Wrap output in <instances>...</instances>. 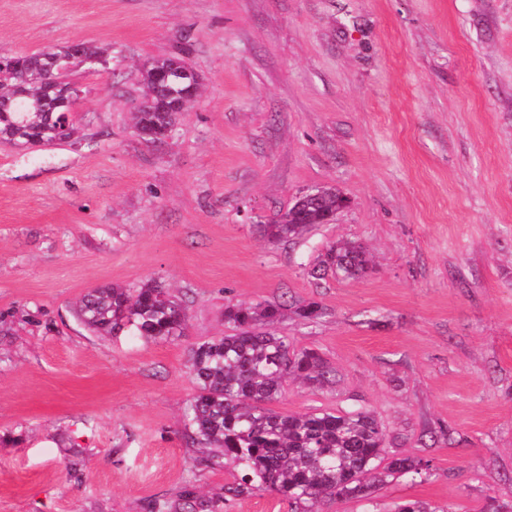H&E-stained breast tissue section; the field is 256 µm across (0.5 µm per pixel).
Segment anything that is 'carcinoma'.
Instances as JSON below:
<instances>
[{"instance_id": "carcinoma-1", "label": "carcinoma", "mask_w": 512, "mask_h": 512, "mask_svg": "<svg viewBox=\"0 0 512 512\" xmlns=\"http://www.w3.org/2000/svg\"><path fill=\"white\" fill-rule=\"evenodd\" d=\"M18 74L0 79V141L49 144L60 135L62 113L55 102L65 88L35 82L18 92L19 75L44 69V53L9 54ZM181 54L151 59L141 70L143 100L133 113L136 132L161 142L169 134L180 109L183 86L174 82L162 93L155 84L158 71L184 66ZM341 194L322 187L316 196L302 195L280 217L260 225L271 243L289 242L336 211ZM370 270L365 248L339 241L325 248L312 277L328 273L362 277ZM313 322L322 314L316 301L292 307L281 304L224 307V323L231 333L197 344L191 353L190 374L196 393L184 410V428L201 446L202 461L230 467L239 473L224 485V495L201 496L183 485L176 498L163 503L148 500L144 512H226L230 501L256 490L272 491L287 500L294 512H318L324 499L370 500L395 476L412 479L431 475L429 461L413 455H388L389 432L366 406L281 414L271 405L290 377L314 392L336 382V370L313 349H297L288 337L271 331L286 311ZM77 318L100 335L128 332L145 340H167L186 329V308L168 290L153 281L137 288L113 284L86 293Z\"/></svg>"}]
</instances>
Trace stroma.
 <instances>
[{
    "instance_id": "obj_1",
    "label": "stroma",
    "mask_w": 512,
    "mask_h": 512,
    "mask_svg": "<svg viewBox=\"0 0 512 512\" xmlns=\"http://www.w3.org/2000/svg\"><path fill=\"white\" fill-rule=\"evenodd\" d=\"M105 44L80 67L76 144L0 142V512H143L233 480L184 436L189 351L228 304L316 301L276 331L340 381L291 379L275 411L372 408L390 452L431 460L374 505L482 512L512 499V0H0V53ZM184 48L201 91L161 143L131 114L140 69ZM334 187L335 221L272 244L260 225ZM372 272L317 280L326 246ZM154 280L184 336H98L89 290ZM453 440H430L439 428Z\"/></svg>"
}]
</instances>
